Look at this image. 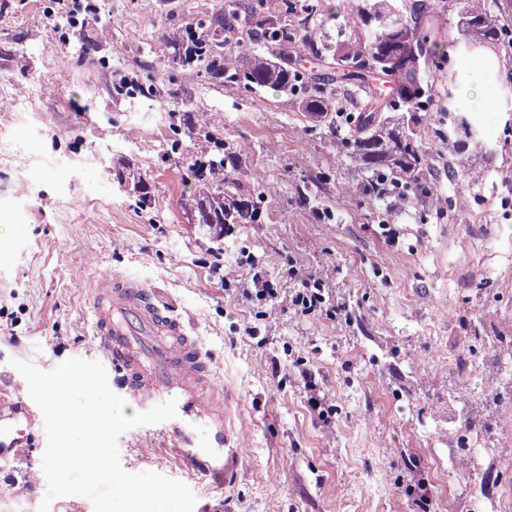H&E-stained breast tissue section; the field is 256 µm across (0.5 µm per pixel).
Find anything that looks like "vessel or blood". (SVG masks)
<instances>
[{
	"label": "vessel or blood",
	"mask_w": 512,
	"mask_h": 512,
	"mask_svg": "<svg viewBox=\"0 0 512 512\" xmlns=\"http://www.w3.org/2000/svg\"><path fill=\"white\" fill-rule=\"evenodd\" d=\"M89 327L122 398L142 412L175 400L177 415L161 422V431L190 451L197 473L229 477L241 457L233 426L238 397L215 383L199 337L190 335L164 293L131 275L102 276L91 295ZM32 416L26 400L0 393L1 457L31 447ZM196 420L205 421V434L192 430Z\"/></svg>",
	"instance_id": "obj_1"
}]
</instances>
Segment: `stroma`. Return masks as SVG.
I'll return each mask as SVG.
<instances>
[{
	"label": "stroma",
	"instance_id": "1",
	"mask_svg": "<svg viewBox=\"0 0 512 512\" xmlns=\"http://www.w3.org/2000/svg\"><path fill=\"white\" fill-rule=\"evenodd\" d=\"M86 27L55 24V0H0V376L28 386L13 360L48 371L96 360L86 323L90 293L105 275L131 273L164 289L203 348L219 383L238 394L234 428L244 452L228 481L190 472L159 429L118 439L132 473L156 472L193 492V512H414L408 493L426 480L430 512H512V405L494 415L492 450L471 462L461 448L482 438L463 425L448 388L474 397L490 388L484 318L512 327V212L491 197L512 176V135L486 97L468 98L501 149L466 191L481 217L447 210L395 211L355 190L365 175L328 131L285 95L241 92L180 64L188 24L210 22L224 0H93ZM512 66L485 55L466 83L500 97ZM116 74L139 76L153 99L112 95ZM186 136L170 148L171 122ZM214 123L235 150L226 170L260 184L263 223L236 226L223 243L227 278L212 275L210 240L184 209L195 190L187 133ZM133 160L151 186L140 211L113 171ZM251 256L276 280L288 262L333 272L346 316L300 318L242 302L234 288ZM269 328L261 348L250 328ZM305 360L336 406L327 426L308 410L297 371L271 374L272 356ZM43 448L0 458V512H38L46 494Z\"/></svg>",
	"mask_w": 512,
	"mask_h": 512
}]
</instances>
